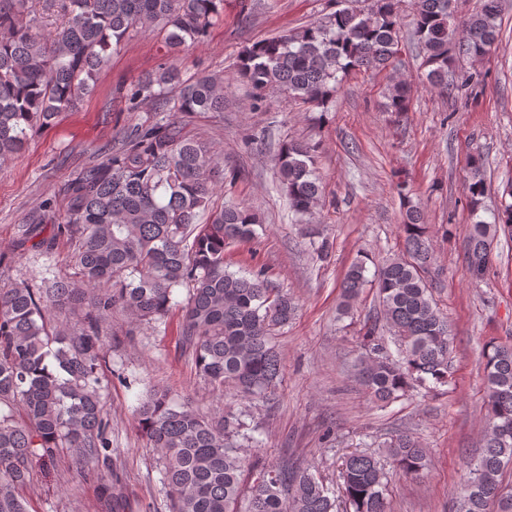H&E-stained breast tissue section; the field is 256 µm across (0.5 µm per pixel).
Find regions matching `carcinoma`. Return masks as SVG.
Here are the masks:
<instances>
[{
    "label": "carcinoma",
    "mask_w": 512,
    "mask_h": 512,
    "mask_svg": "<svg viewBox=\"0 0 512 512\" xmlns=\"http://www.w3.org/2000/svg\"><path fill=\"white\" fill-rule=\"evenodd\" d=\"M35 0H0V164L21 154L29 140L90 94L112 53L131 36L158 33L162 62L134 81L131 109L158 112L224 111V77L181 79L179 53L200 42L222 14L224 0H46L59 22L46 24ZM401 0H371L367 10L342 8L300 28L245 49L236 75L253 92L254 105L277 91L306 112H326L352 70L392 69L400 42ZM453 0H417L412 24L439 94L457 97L483 81L471 73L448 80L455 59L448 51L456 19ZM500 0L461 22L463 54L488 55L499 41ZM179 88L176 100L166 96ZM410 87L392 89L389 109L408 111ZM314 149L295 140L279 147L276 178L296 216L321 202ZM479 155L469 159L467 204L472 219L464 261L479 278L491 262L493 241L512 237V204L482 219L487 186ZM217 181L208 141L184 132L175 119L133 124L119 145L94 160L66 186L67 207L52 215V233L19 224L15 246L45 256L57 240L72 245L66 270L38 283L16 279L0 287V512H28L18 490L33 459L71 452L77 469L96 466L106 512L112 503V431L105 419L100 368L106 329L116 313L159 324L180 311V341L196 375L219 394L269 401L283 375L271 332L292 319L296 305L269 281L264 268L233 272L224 262L230 242L249 243L258 224L251 209L214 207ZM402 206L401 250L374 273L380 315L363 326V351L355 375L374 403L384 407L413 388L448 384L452 340L432 294L427 271L433 244L412 189L396 185ZM364 260L351 264L340 311L348 314L369 283ZM188 291L184 301L178 289ZM76 314L72 326L51 323L54 312ZM384 321L396 353L377 336ZM484 444L464 477L456 512H512V489L502 492L512 469V345L487 342ZM138 428L160 456V482L170 512H336V495L310 469L284 458L275 465L250 460L258 441L233 415H206L165 389H152L137 410ZM396 474L417 477L427 468L423 444L398 434L386 445ZM349 512H389L388 471L369 451H353L341 464Z\"/></svg>",
    "instance_id": "obj_1"
}]
</instances>
